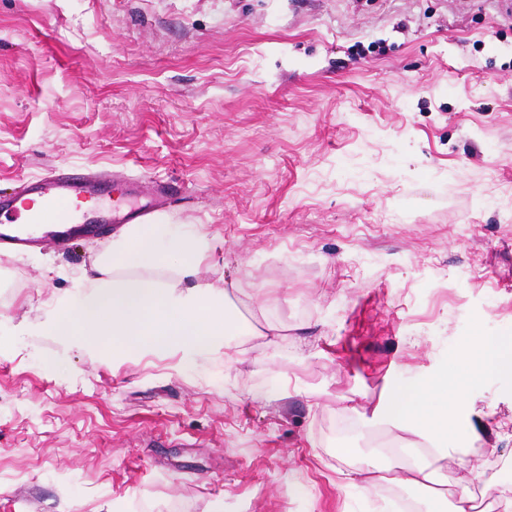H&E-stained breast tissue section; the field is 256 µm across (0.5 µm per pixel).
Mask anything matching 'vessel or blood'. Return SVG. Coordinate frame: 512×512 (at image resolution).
I'll use <instances>...</instances> for the list:
<instances>
[{"instance_id": "b4317fda", "label": "vessel or blood", "mask_w": 512, "mask_h": 512, "mask_svg": "<svg viewBox=\"0 0 512 512\" xmlns=\"http://www.w3.org/2000/svg\"><path fill=\"white\" fill-rule=\"evenodd\" d=\"M108 177L58 170L29 182L14 196L0 198V216L12 215L13 223L0 225V246L25 251L44 243H61L75 233L102 232L99 215L91 206L108 184ZM126 194L142 197V205L133 211L111 209L108 220L127 224L152 221L173 193L172 188L137 182L126 186Z\"/></svg>"}]
</instances>
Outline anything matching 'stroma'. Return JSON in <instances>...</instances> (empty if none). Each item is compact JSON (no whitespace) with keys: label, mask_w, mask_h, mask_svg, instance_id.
Listing matches in <instances>:
<instances>
[{"label":"stroma","mask_w":512,"mask_h":512,"mask_svg":"<svg viewBox=\"0 0 512 512\" xmlns=\"http://www.w3.org/2000/svg\"><path fill=\"white\" fill-rule=\"evenodd\" d=\"M56 169L173 183L203 281L284 328L195 365L20 336L110 251L0 253V512H391L387 400L512 336V0H0V197ZM450 409L449 488L512 490V375Z\"/></svg>","instance_id":"1"}]
</instances>
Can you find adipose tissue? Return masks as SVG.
Returning <instances> with one entry per match:
<instances>
[{"mask_svg": "<svg viewBox=\"0 0 512 512\" xmlns=\"http://www.w3.org/2000/svg\"><path fill=\"white\" fill-rule=\"evenodd\" d=\"M213 249L214 238L205 229L169 223L163 214L149 224L127 225L113 239L111 254L83 273L79 290L50 309L42 328L105 362L135 364L148 354H177L182 365L196 364L228 349L230 337L248 333L227 292L199 278ZM469 352L470 374L512 375V338L480 336ZM447 390L463 392V379L393 394L389 413L394 427L412 430L423 446L446 447L453 423L433 415L429 402L433 393ZM394 481L431 492L444 512H474L471 494L441 489L429 466L403 467Z\"/></svg>", "mask_w": 512, "mask_h": 512, "instance_id": "obj_1", "label": "adipose tissue"}]
</instances>
